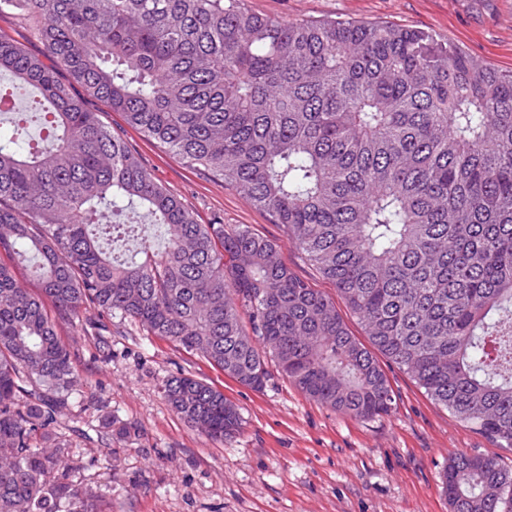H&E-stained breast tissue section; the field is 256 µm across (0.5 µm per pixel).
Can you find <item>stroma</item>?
Masks as SVG:
<instances>
[{"mask_svg": "<svg viewBox=\"0 0 512 512\" xmlns=\"http://www.w3.org/2000/svg\"><path fill=\"white\" fill-rule=\"evenodd\" d=\"M250 12L284 21L336 17L387 21L431 32L495 69L512 70V0H245ZM104 123L124 135L146 169L192 209L199 223L245 226L274 242L281 260L327 296L334 285L298 250L284 225L251 205L230 183L189 167L129 127L122 113ZM75 354L77 394L68 412L70 477L97 489L98 512H451L439 476L456 453L512 450L436 404L402 370L383 362L396 395L389 415L356 419L298 390L276 366L262 389L240 385L203 359L113 317L103 359L97 337L61 321ZM191 375L222 391L243 425L224 442L189 427L168 406L159 384ZM97 406H89L88 397ZM137 426L136 438L100 433L101 413Z\"/></svg>", "mask_w": 512, "mask_h": 512, "instance_id": "stroma-1", "label": "stroma"}]
</instances>
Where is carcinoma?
Segmentation results:
<instances>
[{
  "label": "carcinoma",
  "mask_w": 512,
  "mask_h": 512,
  "mask_svg": "<svg viewBox=\"0 0 512 512\" xmlns=\"http://www.w3.org/2000/svg\"><path fill=\"white\" fill-rule=\"evenodd\" d=\"M44 46L0 34V512H88L57 427L76 375L57 321L100 335L119 315L261 388L267 358L302 393L359 419L388 414L377 355L512 448V73L422 29L283 23L243 0H0ZM84 93L78 94L74 85ZM288 228L363 325L246 227L200 224L88 99ZM166 226L155 253L137 223ZM249 315L246 331L241 311ZM174 412L212 439L242 428L214 387L170 376ZM108 435L138 431L101 416ZM451 512H512V468L456 453Z\"/></svg>",
  "instance_id": "cac0c4a2"
}]
</instances>
